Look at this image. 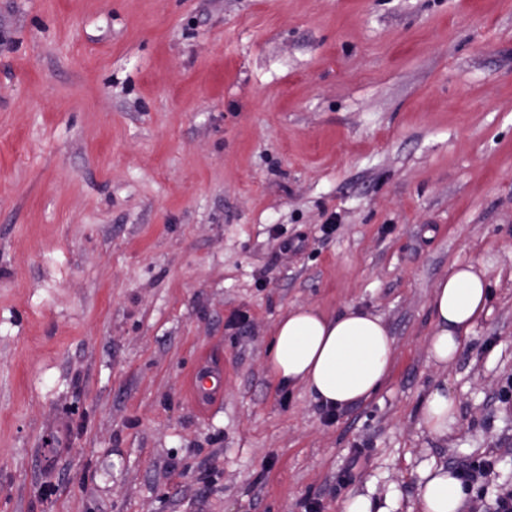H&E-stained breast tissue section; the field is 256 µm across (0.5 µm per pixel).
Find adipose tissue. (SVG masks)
Segmentation results:
<instances>
[{
	"mask_svg": "<svg viewBox=\"0 0 512 512\" xmlns=\"http://www.w3.org/2000/svg\"><path fill=\"white\" fill-rule=\"evenodd\" d=\"M489 300L487 272L475 263L454 264L439 279L428 303V349L435 361L458 358ZM393 358L394 340L378 314L349 305L332 315L300 305L275 322L267 368L275 380L302 385L319 404L343 410L379 392ZM456 412L454 394L437 388L425 400L421 423L430 435L444 436ZM466 497L454 471L433 465L423 472L409 512H460Z\"/></svg>",
	"mask_w": 512,
	"mask_h": 512,
	"instance_id": "obj_1",
	"label": "adipose tissue"
}]
</instances>
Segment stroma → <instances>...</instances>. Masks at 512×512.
<instances>
[{"instance_id":"1","label":"stroma","mask_w":512,"mask_h":512,"mask_svg":"<svg viewBox=\"0 0 512 512\" xmlns=\"http://www.w3.org/2000/svg\"><path fill=\"white\" fill-rule=\"evenodd\" d=\"M472 261L489 312L441 364L428 301ZM350 304L394 359L330 418L267 354ZM510 378L512 0H0V512H408L486 459L462 512H494ZM223 381V372L204 366L194 376H190L188 390L206 409L216 401ZM208 382L210 386H207ZM457 401L446 388L434 389L426 398L421 424L430 435L444 436L456 424ZM387 501L382 505L362 495L348 496L340 506L341 512H392L388 510Z\"/></svg>"}]
</instances>
